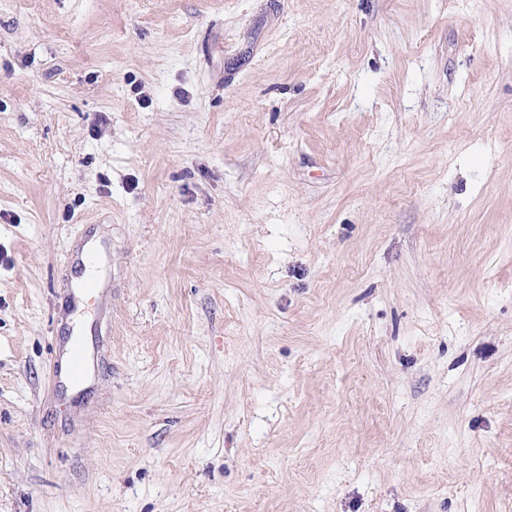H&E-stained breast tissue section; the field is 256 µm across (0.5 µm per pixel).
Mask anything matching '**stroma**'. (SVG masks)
I'll return each instance as SVG.
<instances>
[{"instance_id":"35a3bbf8","label":"stroma","mask_w":512,"mask_h":512,"mask_svg":"<svg viewBox=\"0 0 512 512\" xmlns=\"http://www.w3.org/2000/svg\"><path fill=\"white\" fill-rule=\"evenodd\" d=\"M0 512H512V0H0ZM99 249L94 247L84 253V250L77 251L72 256V262L75 267L79 270V276L71 282V299L75 304L78 296L84 297L87 295L97 294L102 300L103 295H100L99 283L94 273L89 274L84 278L85 264L93 271L96 270L99 262ZM64 363L65 373L72 378H78L84 374L87 368V347L85 341L76 340L70 346L63 349L60 361L62 371Z\"/></svg>"}]
</instances>
